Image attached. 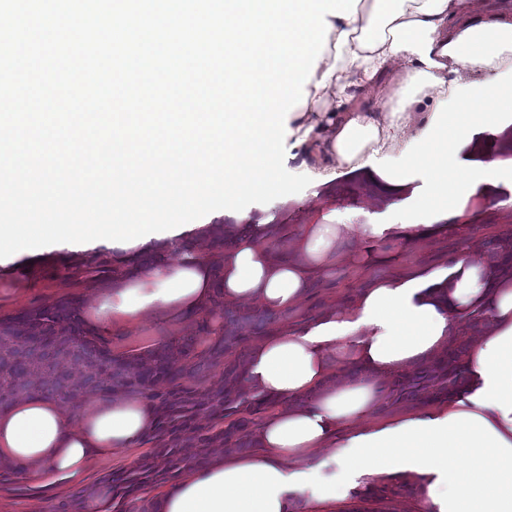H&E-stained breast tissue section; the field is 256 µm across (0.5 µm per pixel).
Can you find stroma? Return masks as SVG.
Masks as SVG:
<instances>
[{
    "label": "stroma",
    "mask_w": 512,
    "mask_h": 512,
    "mask_svg": "<svg viewBox=\"0 0 512 512\" xmlns=\"http://www.w3.org/2000/svg\"><path fill=\"white\" fill-rule=\"evenodd\" d=\"M323 202L331 203L339 220L348 224H366L389 217L385 199L374 189L339 178L333 182L329 194L307 196L304 209H289V224L305 223L307 209ZM507 231H512V214L504 216L494 208H486L469 234L473 259L487 260L492 253L489 239ZM458 248L459 242L453 237L428 243L401 245V268L407 271L451 258ZM91 259L96 260L102 273H110L111 257L98 250L80 253L77 260L67 264L45 263L27 279L18 293H0V319L25 310L50 307L66 300L79 303L91 299L98 275L87 270L86 263ZM384 273L385 270L381 267L369 269L355 265H338L329 278L314 283L301 304L299 314L304 317L318 312L332 302L343 301L371 277ZM172 331L177 332L178 336L190 337L198 335L199 328L194 323L175 330L161 322L136 325L128 329L113 330L107 343L116 355L143 353L165 340ZM148 451V446L138 443L120 452L99 457L77 483L51 476L37 481L20 478L11 483H2L0 512H47L53 505L78 496L102 477L129 469ZM416 494L414 482L400 480L365 497H352L345 501L318 505L316 512H413Z\"/></svg>",
    "instance_id": "stroma-1"
}]
</instances>
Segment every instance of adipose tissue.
Masks as SVG:
<instances>
[{
  "instance_id": "ef3b65f1",
  "label": "adipose tissue",
  "mask_w": 512,
  "mask_h": 512,
  "mask_svg": "<svg viewBox=\"0 0 512 512\" xmlns=\"http://www.w3.org/2000/svg\"><path fill=\"white\" fill-rule=\"evenodd\" d=\"M326 49L288 118L291 168L311 188L347 175L390 202L393 221L341 224L322 204L276 251L279 214L223 215L175 236L113 248L114 274L76 316L94 336L149 319L181 325L222 298L282 313L341 263L373 265V250L337 241L414 243L464 237L479 209H512L502 172L512 157V0H360L331 17ZM421 178L425 189L415 188ZM226 243L215 246L212 228ZM152 256L151 263L140 260ZM485 321L457 357L465 383L435 406L373 425L380 384L446 360L466 313ZM243 386L279 402L255 431L260 449L188 466L155 512H313L368 495L397 475L418 487V512H512V260L449 262L373 281L345 305L255 340ZM155 410L137 395L87 396L78 411L25 394L0 412V464L30 479L81 478L93 460L132 446ZM326 450L304 469L295 460ZM461 458L462 468L448 465Z\"/></svg>"
}]
</instances>
